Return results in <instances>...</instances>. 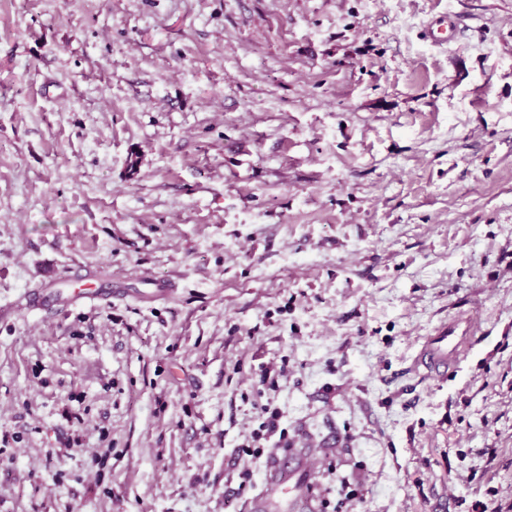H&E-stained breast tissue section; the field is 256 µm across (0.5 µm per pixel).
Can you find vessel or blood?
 Returning a JSON list of instances; mask_svg holds the SVG:
<instances>
[{
  "instance_id": "vessel-or-blood-1",
  "label": "vessel or blood",
  "mask_w": 512,
  "mask_h": 512,
  "mask_svg": "<svg viewBox=\"0 0 512 512\" xmlns=\"http://www.w3.org/2000/svg\"><path fill=\"white\" fill-rule=\"evenodd\" d=\"M69 299L58 288H42L28 302L29 308L60 307ZM472 340L468 319L458 318L440 325L425 336L414 359L417 371L443 378L455 372ZM340 444L335 433L323 435L317 449L307 446L274 452L266 466L264 488L252 499L256 512H313L312 486L317 453H330Z\"/></svg>"
}]
</instances>
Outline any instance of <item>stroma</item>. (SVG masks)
<instances>
[{
  "mask_svg": "<svg viewBox=\"0 0 512 512\" xmlns=\"http://www.w3.org/2000/svg\"><path fill=\"white\" fill-rule=\"evenodd\" d=\"M265 404L316 512H512V0H0V512H251ZM119 293L120 290L118 288L112 289V283L107 280L102 281L99 288L90 293L74 296L65 294L59 288H40L30 297L27 305L31 309H43L56 306L59 309L67 301H82L83 303L96 304L108 298H112L113 295ZM473 337L467 318L441 324L423 338L414 359L416 370L425 376L438 378L455 372Z\"/></svg>",
  "mask_w": 512,
  "mask_h": 512,
  "instance_id": "obj_1",
  "label": "stroma"
}]
</instances>
